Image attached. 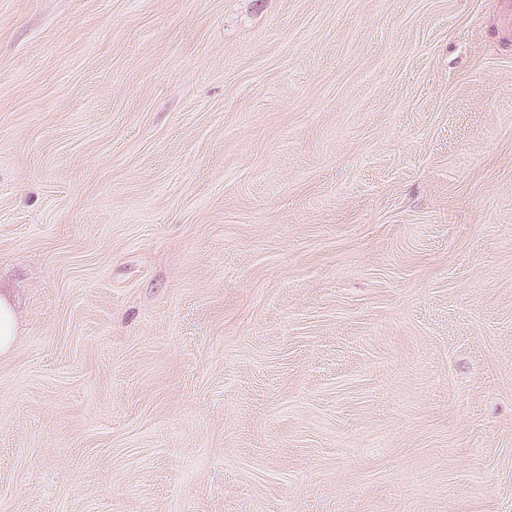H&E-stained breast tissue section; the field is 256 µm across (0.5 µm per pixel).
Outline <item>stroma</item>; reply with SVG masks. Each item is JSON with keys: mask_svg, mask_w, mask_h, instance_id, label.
<instances>
[{"mask_svg": "<svg viewBox=\"0 0 512 512\" xmlns=\"http://www.w3.org/2000/svg\"><path fill=\"white\" fill-rule=\"evenodd\" d=\"M500 0H0V512H512ZM16 338L17 326L12 303L6 295L0 293V354H8Z\"/></svg>", "mask_w": 512, "mask_h": 512, "instance_id": "obj_1", "label": "stroma"}]
</instances>
